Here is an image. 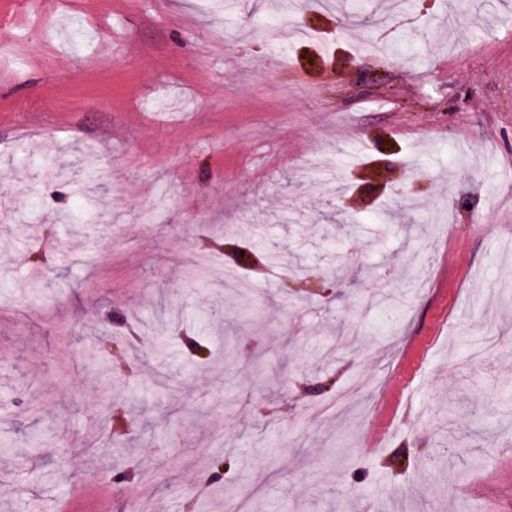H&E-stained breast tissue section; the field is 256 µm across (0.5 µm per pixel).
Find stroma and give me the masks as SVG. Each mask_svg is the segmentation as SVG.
Wrapping results in <instances>:
<instances>
[{
    "instance_id": "1",
    "label": "stroma",
    "mask_w": 512,
    "mask_h": 512,
    "mask_svg": "<svg viewBox=\"0 0 512 512\" xmlns=\"http://www.w3.org/2000/svg\"><path fill=\"white\" fill-rule=\"evenodd\" d=\"M217 2L0 0V512H512V0Z\"/></svg>"
}]
</instances>
